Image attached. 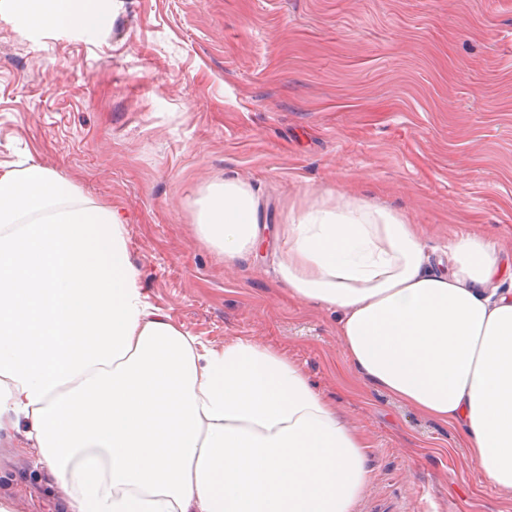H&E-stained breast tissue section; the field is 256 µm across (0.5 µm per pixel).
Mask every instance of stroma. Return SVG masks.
Masks as SVG:
<instances>
[{"mask_svg": "<svg viewBox=\"0 0 512 512\" xmlns=\"http://www.w3.org/2000/svg\"><path fill=\"white\" fill-rule=\"evenodd\" d=\"M94 30L0 11V164H39L126 218L149 302L206 344L283 352L367 439L356 512H512L457 431L356 376L336 313L291 298L275 235L346 192L512 253V0H102ZM265 202V250L225 263L194 227L223 177ZM0 499L56 512L15 439Z\"/></svg>", "mask_w": 512, "mask_h": 512, "instance_id": "obj_1", "label": "stroma"}]
</instances>
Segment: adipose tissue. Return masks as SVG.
<instances>
[{
    "label": "adipose tissue",
    "mask_w": 512,
    "mask_h": 512,
    "mask_svg": "<svg viewBox=\"0 0 512 512\" xmlns=\"http://www.w3.org/2000/svg\"><path fill=\"white\" fill-rule=\"evenodd\" d=\"M36 28L88 30L99 0H28ZM261 197L208 186L198 237L225 261L263 235ZM277 276L338 313L350 369L462 434L512 494V257L454 238L432 263L399 211L337 193L289 210ZM121 213L50 168L0 169V434L65 512H355L369 445L303 369L241 339L215 348L147 300Z\"/></svg>",
    "instance_id": "1"
}]
</instances>
